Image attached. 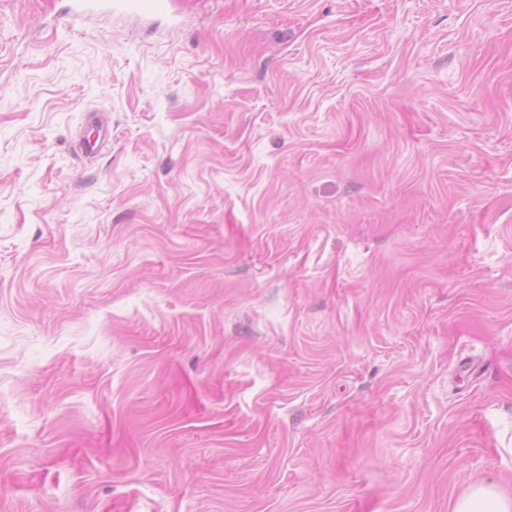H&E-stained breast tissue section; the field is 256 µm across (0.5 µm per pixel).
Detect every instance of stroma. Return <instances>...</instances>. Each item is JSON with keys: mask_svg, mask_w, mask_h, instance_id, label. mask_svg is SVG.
Returning <instances> with one entry per match:
<instances>
[{"mask_svg": "<svg viewBox=\"0 0 512 512\" xmlns=\"http://www.w3.org/2000/svg\"><path fill=\"white\" fill-rule=\"evenodd\" d=\"M66 2L0 0V512L512 493V0ZM164 9V0H73L69 13L74 17H80L104 10L136 16H151Z\"/></svg>", "mask_w": 512, "mask_h": 512, "instance_id": "35a3bbf8", "label": "stroma"}]
</instances>
